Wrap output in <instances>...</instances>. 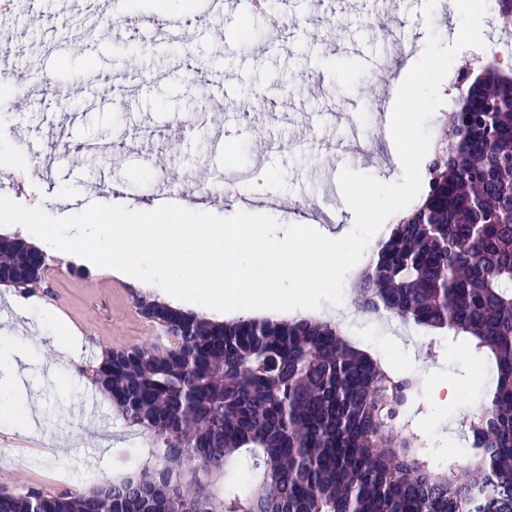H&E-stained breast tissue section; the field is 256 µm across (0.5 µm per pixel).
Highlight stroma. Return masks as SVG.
<instances>
[{"mask_svg": "<svg viewBox=\"0 0 512 512\" xmlns=\"http://www.w3.org/2000/svg\"><path fill=\"white\" fill-rule=\"evenodd\" d=\"M95 0L89 11L71 8V0H11L0 17L16 48L15 66L48 74L55 93L32 97L17 110L19 87L0 94L8 138L20 146L27 163L52 155L55 181L24 180L17 202L44 205L53 187L73 185L76 208L93 203L130 208L152 206L158 184L167 199L181 203L180 190L189 179H211L235 173L234 185L222 203L198 195L197 205L222 217L239 210L241 197H273L268 215L283 224L311 221L332 233L349 232L354 224L338 184L343 167L383 182L400 178L396 160L363 163L334 154L352 127H361L371 152L387 150L382 135L387 113L377 112L379 99H392L401 82L402 62L376 70L372 61L390 55L393 41L421 55L429 30L452 43L459 25L451 0H442L431 25L420 22L423 0H392L391 15L401 20L390 39H378V0H324L308 12L299 0H268L250 19L251 32L230 12L218 11L212 0H184L180 15L204 18L189 39L145 26L150 17L170 13L167 0ZM41 17L30 25L29 13ZM80 29L87 49L74 52L73 29ZM214 73L235 83L237 94L224 99L220 90L203 89L198 78ZM83 82L85 92L69 95ZM253 100L251 121H242L240 106ZM120 164H112L113 155ZM265 167L263 183L251 178ZM310 198L329 211L324 225L315 214L297 206ZM44 288L26 296L0 288L1 319L10 340L0 352L32 347L11 378L0 376V407L22 400L35 402L38 413L35 448L16 449L15 462L0 464L6 472L0 492L20 483L60 491H85L120 472L131 471L149 446V437L116 420L108 397L82 376L102 350L134 349L157 344L162 329L147 319L136 297L146 289L110 269L58 250L51 251ZM56 310L59 325L45 321L43 307ZM432 330L415 334L393 331L379 347L359 341L374 358L399 360L404 373L418 377L424 390L414 421L435 444L433 461L445 464L449 445L457 444L449 422L483 401L494 383L487 372L482 389L471 391L463 346L432 344ZM455 382L459 394L446 407L437 406L431 390L438 380Z\"/></svg>", "mask_w": 512, "mask_h": 512, "instance_id": "obj_1", "label": "stroma"}]
</instances>
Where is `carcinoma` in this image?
Listing matches in <instances>:
<instances>
[{"instance_id":"obj_1","label":"carcinoma","mask_w":512,"mask_h":512,"mask_svg":"<svg viewBox=\"0 0 512 512\" xmlns=\"http://www.w3.org/2000/svg\"><path fill=\"white\" fill-rule=\"evenodd\" d=\"M427 165L424 204L399 218L355 285L358 305L445 330L497 380L459 438L474 463L436 467L409 418L421 382L392 374L339 324L211 321L139 301L181 344L102 351L116 415L150 436L130 474L84 492L20 487L0 512H512V68L458 79ZM51 258L0 237V279L32 288Z\"/></svg>"}]
</instances>
